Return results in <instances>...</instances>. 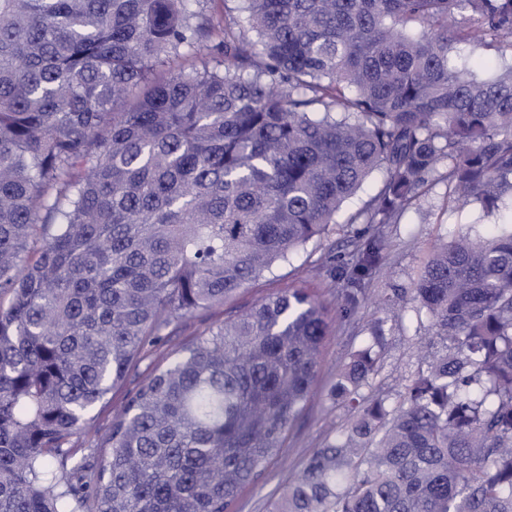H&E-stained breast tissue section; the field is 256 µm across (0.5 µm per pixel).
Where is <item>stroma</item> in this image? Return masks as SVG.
<instances>
[{
    "label": "stroma",
    "instance_id": "35a3bbf8",
    "mask_svg": "<svg viewBox=\"0 0 512 512\" xmlns=\"http://www.w3.org/2000/svg\"><path fill=\"white\" fill-rule=\"evenodd\" d=\"M500 220L497 214L479 218L477 209L472 206L450 209L445 184L435 181L417 205L403 214L399 223L378 225L385 249L367 299L362 302L357 316L338 326L330 336L315 392L290 430L281 457L243 493L233 512H267L270 502L280 495L313 450L323 447L332 429L347 421V411L335 404L330 390L348 354L370 340L372 327L382 330V366L365 387V394L382 392L397 396L405 379L423 368L424 357L417 350V342L427 338V326L419 324L411 309L398 306L388 310L377 305V298L395 288L411 287L438 240L451 238L460 231L485 235ZM357 231V225L342 224L329 235L309 242L290 261L276 265L271 273L241 291L231 300V307L250 306L302 279L308 281L321 299L335 301L341 284L332 280L327 271L336 257L350 252Z\"/></svg>",
    "mask_w": 512,
    "mask_h": 512
}]
</instances>
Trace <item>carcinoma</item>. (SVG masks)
Segmentation results:
<instances>
[{
	"label": "carcinoma",
	"mask_w": 512,
	"mask_h": 512,
	"mask_svg": "<svg viewBox=\"0 0 512 512\" xmlns=\"http://www.w3.org/2000/svg\"><path fill=\"white\" fill-rule=\"evenodd\" d=\"M0 0V512H231L280 456L384 241L355 238L330 308L294 286L225 313L140 381L104 455L95 407L149 347L344 224H397L444 182L508 210L438 243L410 292L444 344L397 407L353 420L271 512H512V0ZM190 54L197 62L173 68ZM381 172L380 187L340 218Z\"/></svg>",
	"instance_id": "obj_1"
}]
</instances>
